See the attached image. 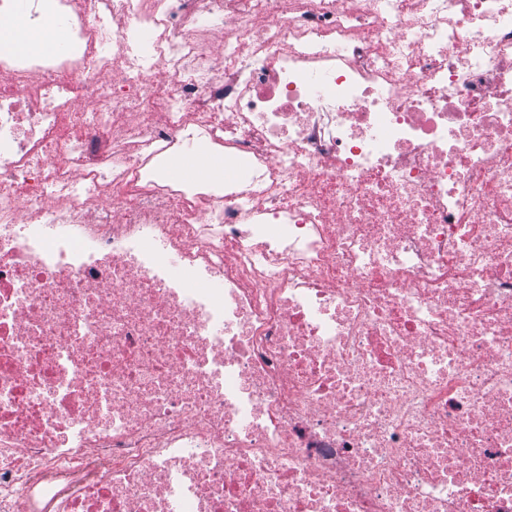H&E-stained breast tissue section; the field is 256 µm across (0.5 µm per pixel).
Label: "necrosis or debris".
<instances>
[{"instance_id": "necrosis-or-debris-1", "label": "necrosis or debris", "mask_w": 512, "mask_h": 512, "mask_svg": "<svg viewBox=\"0 0 512 512\" xmlns=\"http://www.w3.org/2000/svg\"><path fill=\"white\" fill-rule=\"evenodd\" d=\"M16 16L0 512H512V0ZM65 32L59 26H52L29 32L23 42L25 49L51 51L58 48L65 41Z\"/></svg>"}]
</instances>
